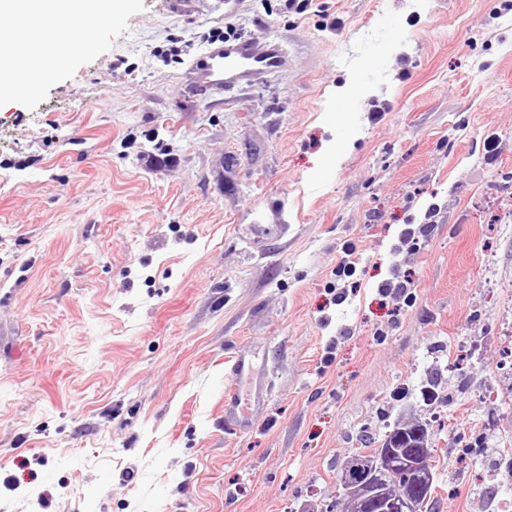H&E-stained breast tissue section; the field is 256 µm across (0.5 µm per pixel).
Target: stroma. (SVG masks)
<instances>
[{
    "mask_svg": "<svg viewBox=\"0 0 512 512\" xmlns=\"http://www.w3.org/2000/svg\"><path fill=\"white\" fill-rule=\"evenodd\" d=\"M143 3L0 107V512H324L362 433L419 418L437 512H486L512 448V0ZM217 29L285 68L195 96ZM396 273L409 299L380 292Z\"/></svg>",
    "mask_w": 512,
    "mask_h": 512,
    "instance_id": "35a3bbf8",
    "label": "stroma"
}]
</instances>
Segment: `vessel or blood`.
<instances>
[{"mask_svg": "<svg viewBox=\"0 0 512 512\" xmlns=\"http://www.w3.org/2000/svg\"><path fill=\"white\" fill-rule=\"evenodd\" d=\"M282 64L276 47H259L247 40L214 41L190 61L185 80L195 95L207 97L277 72Z\"/></svg>", "mask_w": 512, "mask_h": 512, "instance_id": "1", "label": "vessel or blood"}]
</instances>
